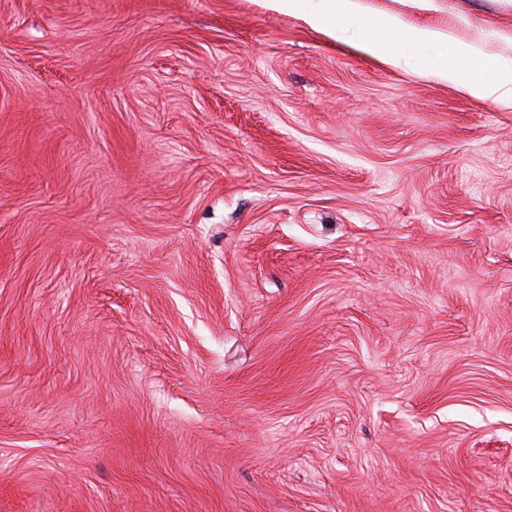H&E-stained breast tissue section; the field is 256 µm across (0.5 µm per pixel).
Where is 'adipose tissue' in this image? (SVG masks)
<instances>
[{
	"label": "adipose tissue",
	"mask_w": 512,
	"mask_h": 512,
	"mask_svg": "<svg viewBox=\"0 0 512 512\" xmlns=\"http://www.w3.org/2000/svg\"><path fill=\"white\" fill-rule=\"evenodd\" d=\"M265 5L333 39H350L361 54L386 65H400L414 48L444 46L445 53L429 68V76L460 87L475 99L512 106V57L487 51L478 41H463L391 15L364 17L355 0H265Z\"/></svg>",
	"instance_id": "adipose-tissue-1"
}]
</instances>
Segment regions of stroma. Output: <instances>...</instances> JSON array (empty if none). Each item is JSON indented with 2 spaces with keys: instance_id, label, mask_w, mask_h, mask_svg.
Here are the masks:
<instances>
[{
  "instance_id": "obj_1",
  "label": "stroma",
  "mask_w": 512,
  "mask_h": 512,
  "mask_svg": "<svg viewBox=\"0 0 512 512\" xmlns=\"http://www.w3.org/2000/svg\"><path fill=\"white\" fill-rule=\"evenodd\" d=\"M512 55V0H358ZM261 0H0V512H512V110Z\"/></svg>"
}]
</instances>
